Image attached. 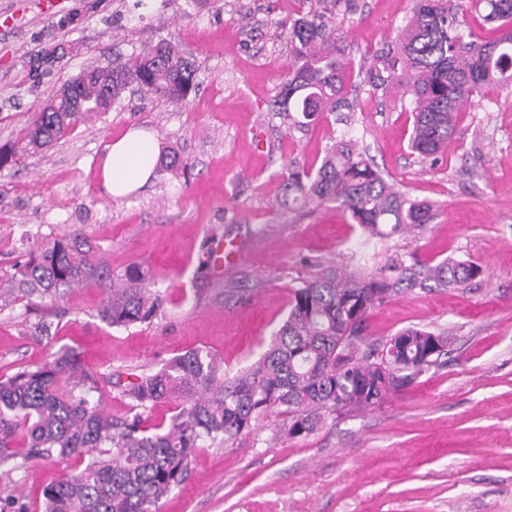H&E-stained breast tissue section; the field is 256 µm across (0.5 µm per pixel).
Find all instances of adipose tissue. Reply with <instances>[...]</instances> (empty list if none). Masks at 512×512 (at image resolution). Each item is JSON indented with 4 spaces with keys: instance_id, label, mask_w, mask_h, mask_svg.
<instances>
[{
    "instance_id": "1",
    "label": "adipose tissue",
    "mask_w": 512,
    "mask_h": 512,
    "mask_svg": "<svg viewBox=\"0 0 512 512\" xmlns=\"http://www.w3.org/2000/svg\"><path fill=\"white\" fill-rule=\"evenodd\" d=\"M158 157L155 139L140 130L127 132L109 145L103 159L105 190L116 199L133 193L153 176Z\"/></svg>"
}]
</instances>
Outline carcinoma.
<instances>
[{"mask_svg": "<svg viewBox=\"0 0 512 512\" xmlns=\"http://www.w3.org/2000/svg\"><path fill=\"white\" fill-rule=\"evenodd\" d=\"M474 2L482 21L498 31L494 40H465L458 10L448 0H414L397 41L365 65L371 90L397 88L409 97L410 148L433 163L453 143L474 96L488 86L512 85V0ZM349 6L350 0H316L288 30V71L273 111L290 130L353 110L350 62L336 34V16ZM52 73L29 66L22 81L39 86ZM132 86L186 102L196 89L193 62L164 40L112 61L110 77L99 64L82 70L52 90L13 145L0 148V172L19 154L43 149L80 122L109 111ZM64 89L74 90L85 105L69 106L59 97ZM285 189L296 204H337L366 234L380 239L434 218L430 204L400 191L343 138L315 172L290 171ZM481 273L469 261L430 264L401 254L389 255L370 271L329 268L295 289L269 348L245 371L229 377L211 352L196 348L155 372L116 378L112 387L137 410L125 418L107 412L102 397H94L99 387L93 376L74 351L63 349L34 370L0 379V468L12 473L41 461L80 460L78 469L43 490L44 512H158L160 501L184 482L199 443L234 439L271 410L289 416L287 437L308 436L326 415L378 406L443 366L445 333L411 327L386 340L372 339L365 335L368 314L394 294L458 287ZM90 286L106 294L99 318L112 327L146 322L163 303L139 266L112 272L101 247L80 232L31 249L7 283L0 282V300L42 299ZM164 401L176 404L169 424L143 426L138 411ZM19 446L25 448L21 457Z\"/></svg>", "mask_w": 512, "mask_h": 512, "instance_id": "obj_1", "label": "carcinoma"}]
</instances>
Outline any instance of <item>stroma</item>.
I'll list each match as a JSON object with an SVG mask.
<instances>
[{"label": "stroma", "instance_id": "obj_1", "mask_svg": "<svg viewBox=\"0 0 512 512\" xmlns=\"http://www.w3.org/2000/svg\"><path fill=\"white\" fill-rule=\"evenodd\" d=\"M0 0V146L13 144L52 87L105 59L166 39L197 65L188 103L125 94L49 147L0 172V280L37 243L82 232L114 272L136 264L164 295L147 322L112 327L97 287L0 309V377L35 368L59 348L87 372L138 373L207 348L233 376L256 362L286 319L293 292L330 266L371 267L398 252L425 262L470 260L480 277L458 288L402 294L370 312L368 336L408 327L446 332L448 363L381 405L327 414L313 434L280 437L272 412L221 445L196 448L186 481L159 512H512V86L474 98L447 155L409 146L412 116L354 73L357 109L289 130L272 102L288 67L298 0ZM412 0H353L336 31L353 65L395 40ZM77 20L57 28L58 19ZM74 51L47 84L21 74L30 53ZM151 132L187 160L123 198L102 187L106 147L128 129ZM358 141L414 199L433 204L421 231L381 242L333 203L288 205L289 170H316L329 145ZM234 251L221 274L199 267L212 238ZM66 468L41 462L5 476L0 497L43 512L42 490Z\"/></svg>", "mask_w": 512, "mask_h": 512}]
</instances>
